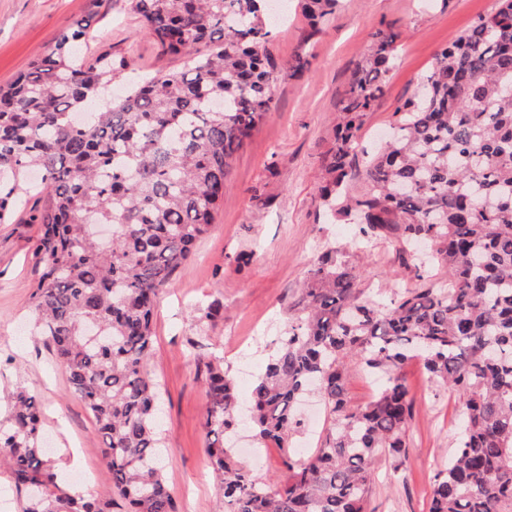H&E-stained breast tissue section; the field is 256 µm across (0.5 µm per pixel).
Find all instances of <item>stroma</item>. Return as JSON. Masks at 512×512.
Segmentation results:
<instances>
[{"label": "stroma", "mask_w": 512, "mask_h": 512, "mask_svg": "<svg viewBox=\"0 0 512 512\" xmlns=\"http://www.w3.org/2000/svg\"><path fill=\"white\" fill-rule=\"evenodd\" d=\"M497 7L498 0H339L324 32L308 43L299 0H288L286 17L272 23L270 50L284 61L304 53L308 70L299 78L278 75L275 112L234 154L215 228L162 288L154 316L149 369L163 398L164 477L181 512L224 508L221 479L207 455L200 357L223 356L240 396L248 397L279 345L309 269L329 247L346 248L365 294L389 295L396 283L419 285L393 243L357 245V228L331 223L315 201L321 160L334 141L336 115L358 60L376 34H396V59L384 94L359 132L361 143L370 147L396 123L397 107L416 94L436 53ZM88 17L93 23L87 52L109 47L126 66L112 93H121L129 79L181 67L182 57L163 53L130 13L128 0H0V85ZM43 204L41 196L28 194L14 223L0 224V401L9 402L20 384L38 393L47 458L58 485L68 493L86 485L103 497L112 477L95 423L71 394L65 369L33 333L28 298L39 272L32 245L40 227L28 218ZM214 301L222 303L221 315L199 324L198 307ZM404 372L414 399L408 456L398 471L388 458L376 462L371 512H428L431 478L447 466L464 413L457 394L439 386L419 359L407 361ZM324 417L317 401H309L287 449H269L250 459V466L277 483L284 452L304 459L318 447Z\"/></svg>", "instance_id": "1"}]
</instances>
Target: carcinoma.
Segmentation results:
<instances>
[{"mask_svg":"<svg viewBox=\"0 0 512 512\" xmlns=\"http://www.w3.org/2000/svg\"><path fill=\"white\" fill-rule=\"evenodd\" d=\"M306 40L337 0H301ZM131 11L183 68L106 98L112 55L81 54L78 22L11 83L0 86V224L17 190L41 174L44 207L33 248L42 272L30 303L70 392L93 416L112 491L124 512H179L164 479L159 383L148 369L159 291L214 226L229 161L274 110L273 84L308 60L268 47L264 0H130ZM396 35L378 34L358 63L322 161L316 198L366 238L427 241L448 287L366 296L346 250H325L300 289L288 331L241 401L224 358L203 362L209 456L224 512H367L376 460L399 470L414 403L402 365L417 354L462 398L465 417L448 467L432 476L429 512H512V0L441 48L391 138L367 156L366 187L349 189L363 118L384 93ZM382 378L352 406L350 361ZM315 387L328 423L315 453L282 458L275 487L236 456L230 435L247 408L264 446L288 447L298 403ZM39 396L25 388L0 422V452L28 491L25 512H111L113 500L59 490L45 458Z\"/></svg>","mask_w":512,"mask_h":512,"instance_id":"cac0c4a2","label":"carcinoma"}]
</instances>
